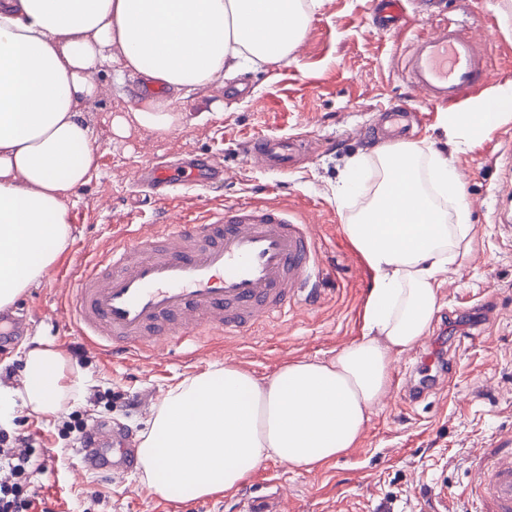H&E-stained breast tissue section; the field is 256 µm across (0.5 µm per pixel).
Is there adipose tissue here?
<instances>
[{"label":"adipose tissue","instance_id":"obj_1","mask_svg":"<svg viewBox=\"0 0 512 512\" xmlns=\"http://www.w3.org/2000/svg\"><path fill=\"white\" fill-rule=\"evenodd\" d=\"M322 0H0V312L40 282L71 240L68 202L90 182L98 147L82 109L100 95L97 74L120 50L124 70L161 94L116 117L118 136L167 133L184 115L176 102L244 68L282 62ZM512 120V83L452 112L444 132L469 140ZM428 166H421V159ZM347 170L338 197L369 200L343 231L364 260L371 287L364 333L327 359L289 362L259 376L213 364L170 386L140 435L142 480L182 502L236 489L269 460L307 470L356 446L372 406L387 393L396 356L426 336L439 277L474 243L462 186L430 145L376 151ZM432 192H425V185ZM453 202L452 210L437 198ZM22 385L0 383V421L17 407L56 415L84 396L52 344L22 359Z\"/></svg>","mask_w":512,"mask_h":512}]
</instances>
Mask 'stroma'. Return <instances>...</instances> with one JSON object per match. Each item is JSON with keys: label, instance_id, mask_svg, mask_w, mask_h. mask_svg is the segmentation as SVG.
I'll use <instances>...</instances> for the list:
<instances>
[{"label": "stroma", "instance_id": "obj_1", "mask_svg": "<svg viewBox=\"0 0 512 512\" xmlns=\"http://www.w3.org/2000/svg\"><path fill=\"white\" fill-rule=\"evenodd\" d=\"M371 5L322 0L287 60L191 92L178 103L185 121L162 136L113 135L112 118L139 101V81L120 75L119 63L102 65L101 93L84 109L99 146L97 169L70 200L67 249L14 303L30 311L29 325L0 350L1 379L19 382L23 354L49 340L88 382L84 400L68 402L53 418L21 413L10 425L11 446L31 439L43 450L32 480L52 512H239L246 494L280 496L283 512H467L465 492L482 457L512 444V168L502 160L512 150L508 121L447 147L471 212L474 248L442 276L428 333L394 361L389 392L373 407L356 448L311 472L269 460L232 492L182 503L155 494L139 472L107 477L82 463L73 422L138 434L169 386L213 363L260 376L294 359L329 357L361 336L370 276L343 226L366 199L337 201L348 164L358 156L374 161L370 133L388 105L409 107L412 141L430 142L448 112L470 111L478 98L512 82V0H437L435 14H417L397 31L370 26ZM446 18L467 26L494 53L486 82L449 107L429 104L401 77L413 40ZM214 100L223 101V111H210ZM258 136L300 139L304 155L285 171L261 169L242 152ZM185 155L223 165V181L186 190L167 209L134 185L141 167ZM237 202L280 204L312 225L325 288L321 305L295 308L240 338L202 337L192 351L172 341L148 357L109 358L66 326L74 280L111 247L122 225L161 224L171 209L197 218Z\"/></svg>", "mask_w": 512, "mask_h": 512}]
</instances>
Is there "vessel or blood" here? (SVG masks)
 <instances>
[{
	"instance_id": "vessel-or-blood-1",
	"label": "vessel or blood",
	"mask_w": 512,
	"mask_h": 512,
	"mask_svg": "<svg viewBox=\"0 0 512 512\" xmlns=\"http://www.w3.org/2000/svg\"><path fill=\"white\" fill-rule=\"evenodd\" d=\"M405 3L373 0L379 20L394 29L406 21ZM488 59L486 45L446 21L413 42L403 71L427 101L450 104L483 83ZM406 112L402 105L387 109L382 135L406 138ZM245 153L279 171L294 161L296 142L261 136ZM147 179L172 191L184 183L181 172L166 164L148 168ZM323 296L311 225L277 204L238 202L199 219L152 225L147 234L127 225L76 280L70 324L90 345L117 358L169 340L240 337L260 321L315 307ZM82 454L86 467L107 475L136 462L131 433L98 424ZM469 496L482 512H512V455L489 459Z\"/></svg>"
}]
</instances>
